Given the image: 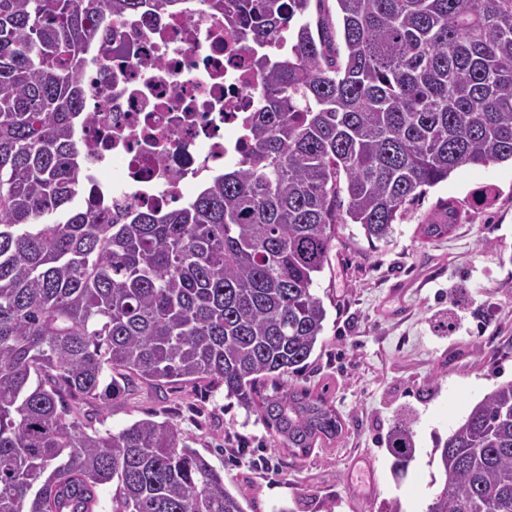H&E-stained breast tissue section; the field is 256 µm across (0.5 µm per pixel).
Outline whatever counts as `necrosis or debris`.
I'll return each instance as SVG.
<instances>
[{
    "label": "necrosis or debris",
    "instance_id": "1",
    "mask_svg": "<svg viewBox=\"0 0 512 512\" xmlns=\"http://www.w3.org/2000/svg\"><path fill=\"white\" fill-rule=\"evenodd\" d=\"M84 174L114 213L184 203L249 147L250 54L196 0L113 17L85 54ZM120 163L119 179L102 173Z\"/></svg>",
    "mask_w": 512,
    "mask_h": 512
}]
</instances>
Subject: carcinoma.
Listing matches in <instances>:
<instances>
[{"instance_id":"1","label":"carcinoma","mask_w":512,"mask_h":512,"mask_svg":"<svg viewBox=\"0 0 512 512\" xmlns=\"http://www.w3.org/2000/svg\"><path fill=\"white\" fill-rule=\"evenodd\" d=\"M313 1L201 0L251 53L252 147L192 204L119 220L106 201L73 206L89 196L82 52L108 16L180 0H0V512H98L106 484L111 512H245L178 425L88 433L75 401L106 404L133 377L202 383L285 448L336 439L324 393L290 378L324 329L313 285L337 226L387 239L457 169L512 160V0H336L341 60ZM285 26L291 46L274 53ZM385 445L405 471L411 418ZM436 448L428 512H512V381Z\"/></svg>"}]
</instances>
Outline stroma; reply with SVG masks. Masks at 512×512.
<instances>
[{
  "label": "stroma",
  "instance_id": "35a3bbf8",
  "mask_svg": "<svg viewBox=\"0 0 512 512\" xmlns=\"http://www.w3.org/2000/svg\"><path fill=\"white\" fill-rule=\"evenodd\" d=\"M449 203L452 233L421 240L419 224ZM314 291L327 318L298 380L326 390L343 423L336 441L295 452L223 388L181 383H131L108 404H82L80 422L115 431L153 414L176 423L229 490L246 492L245 512H315L313 497L333 512H427L436 440L512 380V164L453 172L408 207L389 239L344 225ZM443 319L453 331H438ZM402 409L416 452L398 478L384 439Z\"/></svg>",
  "mask_w": 512,
  "mask_h": 512
}]
</instances>
